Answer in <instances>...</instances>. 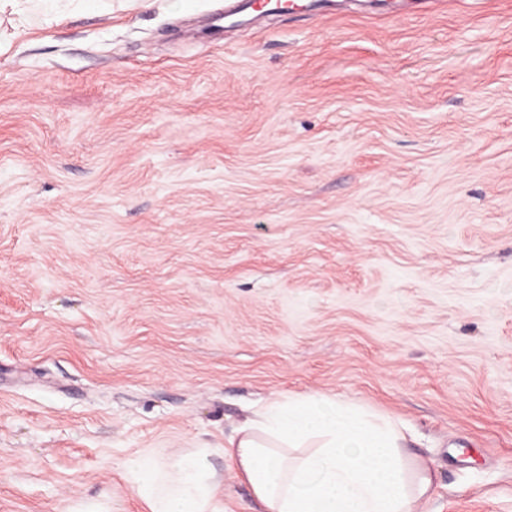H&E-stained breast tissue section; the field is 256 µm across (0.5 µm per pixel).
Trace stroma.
I'll return each mask as SVG.
<instances>
[{
	"label": "stroma",
	"instance_id": "obj_1",
	"mask_svg": "<svg viewBox=\"0 0 512 512\" xmlns=\"http://www.w3.org/2000/svg\"><path fill=\"white\" fill-rule=\"evenodd\" d=\"M0 16V512L275 397L389 418L418 512H512V0L239 18L224 0Z\"/></svg>",
	"mask_w": 512,
	"mask_h": 512
}]
</instances>
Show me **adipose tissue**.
<instances>
[{
	"mask_svg": "<svg viewBox=\"0 0 512 512\" xmlns=\"http://www.w3.org/2000/svg\"><path fill=\"white\" fill-rule=\"evenodd\" d=\"M392 423L324 394L273 398L227 446L256 512H416L432 477ZM208 451L122 462L148 512H224Z\"/></svg>",
	"mask_w": 512,
	"mask_h": 512,
	"instance_id": "ef3b65f1",
	"label": "adipose tissue"
}]
</instances>
